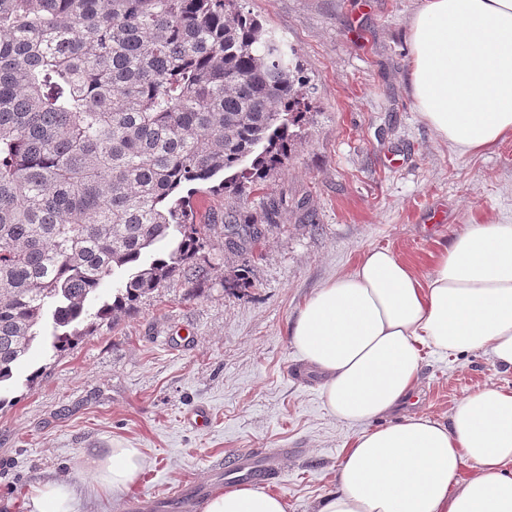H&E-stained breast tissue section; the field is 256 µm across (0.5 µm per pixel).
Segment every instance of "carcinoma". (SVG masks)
<instances>
[{
  "label": "carcinoma",
  "instance_id": "carcinoma-1",
  "mask_svg": "<svg viewBox=\"0 0 512 512\" xmlns=\"http://www.w3.org/2000/svg\"><path fill=\"white\" fill-rule=\"evenodd\" d=\"M304 87L237 0H0V386L35 344L65 352L87 320L205 275L181 189L259 185ZM285 203L227 212L225 248L248 250Z\"/></svg>",
  "mask_w": 512,
  "mask_h": 512
}]
</instances>
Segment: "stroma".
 I'll return each instance as SVG.
<instances>
[{"label": "stroma", "mask_w": 512, "mask_h": 512, "mask_svg": "<svg viewBox=\"0 0 512 512\" xmlns=\"http://www.w3.org/2000/svg\"><path fill=\"white\" fill-rule=\"evenodd\" d=\"M423 0H238L295 52L309 109L281 165L243 195L201 192L210 225L197 262L59 357L33 349L0 408V512H29L35 486L66 479L78 512H127L129 499L208 481L241 450L289 449L270 489L288 512H316L354 433L331 417L322 379L288 329L301 304L370 247L420 271L464 224L512 223V139L479 155L451 149L420 117L408 83V24ZM288 207L253 249L224 248V215ZM246 275L248 288L234 285ZM512 388V371L481 353L426 354L407 412L447 421L479 385ZM206 413L204 426L194 416ZM141 449L128 490L98 483L90 459Z\"/></svg>", "instance_id": "stroma-1"}]
</instances>
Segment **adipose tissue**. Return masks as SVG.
Instances as JSON below:
<instances>
[{"label": "adipose tissue", "instance_id": "ef3b65f1", "mask_svg": "<svg viewBox=\"0 0 512 512\" xmlns=\"http://www.w3.org/2000/svg\"><path fill=\"white\" fill-rule=\"evenodd\" d=\"M408 42L411 95L441 139L469 156L512 137V0H424ZM290 336L322 376L329 415L357 429L317 512H512V389L471 390L444 422L396 414L415 392L422 348L481 352L512 371V224L464 225L425 274L391 249L365 250L303 302ZM94 465L106 489L123 491L144 457L110 448ZM76 506L75 488L60 479L30 499L31 512ZM203 512L288 505L239 486Z\"/></svg>", "mask_w": 512, "mask_h": 512}]
</instances>
